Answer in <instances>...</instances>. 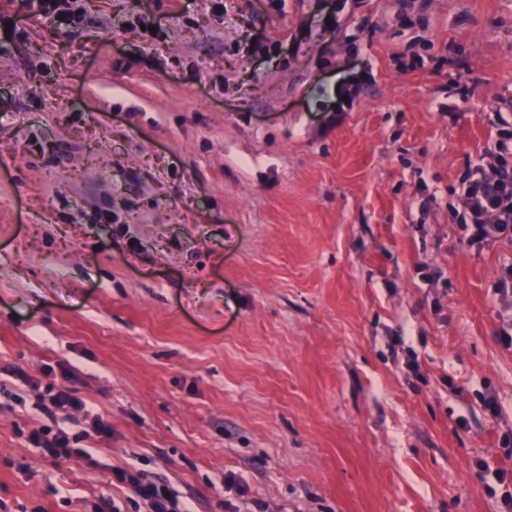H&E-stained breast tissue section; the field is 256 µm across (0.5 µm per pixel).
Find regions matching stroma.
I'll return each instance as SVG.
<instances>
[{
  "label": "stroma",
  "mask_w": 512,
  "mask_h": 512,
  "mask_svg": "<svg viewBox=\"0 0 512 512\" xmlns=\"http://www.w3.org/2000/svg\"><path fill=\"white\" fill-rule=\"evenodd\" d=\"M0 12V512H110L129 465L196 512H497L512 242L452 207L512 0ZM50 387L89 461L29 444ZM493 288L494 294L498 296V316L512 331V264L501 269Z\"/></svg>",
  "instance_id": "obj_1"
}]
</instances>
